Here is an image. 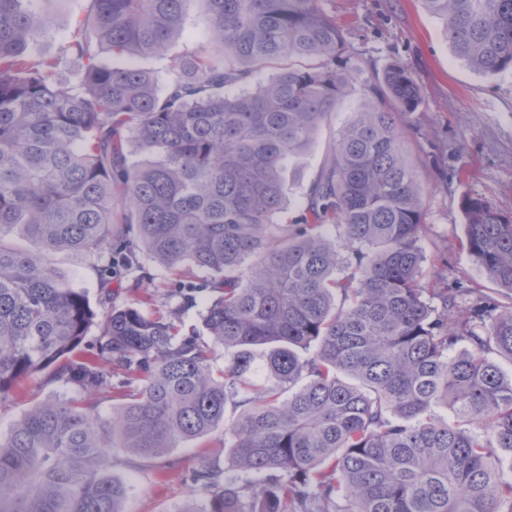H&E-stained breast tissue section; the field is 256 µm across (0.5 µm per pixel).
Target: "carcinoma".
<instances>
[{
  "mask_svg": "<svg viewBox=\"0 0 512 512\" xmlns=\"http://www.w3.org/2000/svg\"><path fill=\"white\" fill-rule=\"evenodd\" d=\"M187 0H81L60 56L37 52L35 0H0V401L45 370L84 400L30 409L0 436V512H125L127 463L172 468L170 449L237 412L224 461L190 474L205 512H512V305L459 300L425 278L416 158L422 105L390 63L368 85L307 194L286 208L297 162L346 94L347 42L321 0H205L207 45L150 71L179 37ZM472 72L512 73V0H421ZM78 79L57 82L60 59ZM275 72L262 84L254 75ZM158 159L136 164L124 144ZM124 220L112 221L114 209ZM473 261L512 294V215L463 196ZM147 253L203 271L178 297H213L203 333L111 307L101 322L56 254H89L100 304ZM98 326L95 353L72 357ZM224 349V367L212 365ZM134 385L102 417L112 375ZM444 407L448 416L436 409Z\"/></svg>",
  "mask_w": 512,
  "mask_h": 512,
  "instance_id": "cac0c4a2",
  "label": "carcinoma"
}]
</instances>
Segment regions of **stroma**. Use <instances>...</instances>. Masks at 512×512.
<instances>
[{
  "instance_id": "1",
  "label": "stroma",
  "mask_w": 512,
  "mask_h": 512,
  "mask_svg": "<svg viewBox=\"0 0 512 512\" xmlns=\"http://www.w3.org/2000/svg\"><path fill=\"white\" fill-rule=\"evenodd\" d=\"M80 3L42 0L40 7L51 19V31L40 48L43 56H57L61 37ZM321 6L344 29L353 78L345 97L316 133L301 166L288 175L284 220L300 215L337 130L352 112L367 104V83L389 63L402 62L414 74L423 96L420 112L412 117L419 133L410 143L419 161L423 191V269L429 273L447 266L449 279H460L463 287L504 298V291L487 278L466 250L459 201L468 194L512 214V74L485 78L462 65L449 48L440 21L425 10L421 0H322ZM207 27L202 0H189L183 32L166 53L144 61L135 57L131 63L144 65L159 82H166L171 58L197 47ZM142 274L149 278L143 292L130 286ZM182 275V270L161 268L141 256L138 269L121 275L122 286L113 303L136 306L143 293H150L153 314L175 317L182 333L191 334L199 328V314L208 298L199 295L192 304L180 305L173 291ZM20 391V398L0 403V435L7 434L31 406L77 396L71 386L46 382L41 373L24 380ZM223 456L224 429L220 426L172 449L169 457L176 465L165 471L150 464L131 468L125 452L115 449L112 473L128 487L125 512H178L191 496L189 476L200 460Z\"/></svg>"
}]
</instances>
